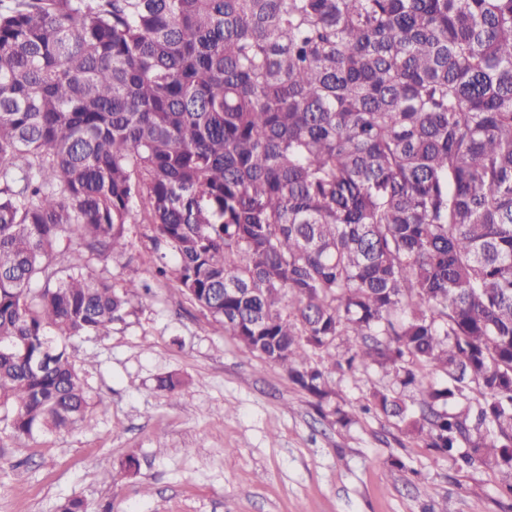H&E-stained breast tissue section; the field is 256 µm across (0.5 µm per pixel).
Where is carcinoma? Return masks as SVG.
Instances as JSON below:
<instances>
[{
  "mask_svg": "<svg viewBox=\"0 0 512 512\" xmlns=\"http://www.w3.org/2000/svg\"><path fill=\"white\" fill-rule=\"evenodd\" d=\"M130 224L318 403L326 369L376 366L375 409L512 497V0H0L14 432L83 420L69 347L143 287L84 270Z\"/></svg>",
  "mask_w": 512,
  "mask_h": 512,
  "instance_id": "carcinoma-1",
  "label": "carcinoma"
}]
</instances>
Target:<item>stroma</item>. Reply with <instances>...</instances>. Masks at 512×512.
I'll use <instances>...</instances> for the list:
<instances>
[{
    "mask_svg": "<svg viewBox=\"0 0 512 512\" xmlns=\"http://www.w3.org/2000/svg\"><path fill=\"white\" fill-rule=\"evenodd\" d=\"M129 236L127 255L89 272L149 289L124 322L74 342L92 397L77 427L31 439L0 422V512H55L69 497L89 512H512L494 469L435 456L369 411L389 382L378 369L330 372L334 394L315 408L157 275L150 225ZM168 372L187 380L179 397L155 388ZM130 457L137 473L121 468Z\"/></svg>",
    "mask_w": 512,
    "mask_h": 512,
    "instance_id": "1",
    "label": "stroma"
}]
</instances>
